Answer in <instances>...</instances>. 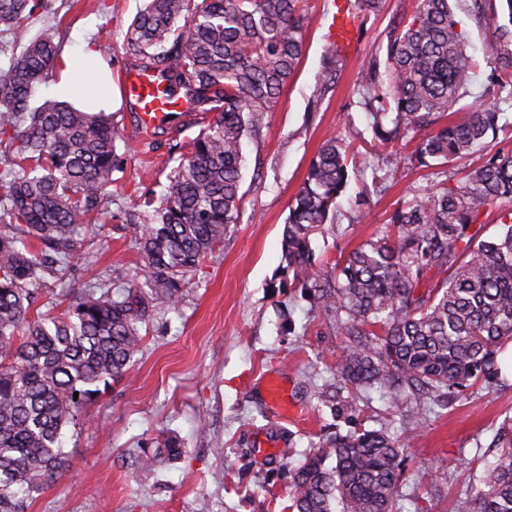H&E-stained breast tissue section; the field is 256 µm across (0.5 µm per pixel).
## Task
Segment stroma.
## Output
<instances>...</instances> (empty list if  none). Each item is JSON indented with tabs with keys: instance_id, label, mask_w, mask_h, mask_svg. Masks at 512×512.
<instances>
[{
	"instance_id": "1",
	"label": "stroma",
	"mask_w": 512,
	"mask_h": 512,
	"mask_svg": "<svg viewBox=\"0 0 512 512\" xmlns=\"http://www.w3.org/2000/svg\"><path fill=\"white\" fill-rule=\"evenodd\" d=\"M144 4L78 0L66 8L62 0H43L31 25L35 31L56 26L64 45L82 31L100 44L112 73V120L122 134L117 152L124 164L112 185L115 211L160 198L178 164L172 144L187 142L200 129L190 123L149 137L140 133L137 110L122 88L133 66L123 38ZM451 6L479 63L468 102L488 107L492 22L474 9L473 0H452ZM308 7L312 20L301 63L267 126L246 140L238 224L181 302L155 316L128 377L86 410L82 426L65 430L70 465L27 499L26 512H283L289 465L348 430L328 404V388L348 397L336 373L341 338L335 317L270 288L281 263L288 206L323 141L335 134L350 143L355 174L334 224L312 238L317 258L332 261L383 230L386 211L426 179L423 170L409 169L395 182L367 185L357 173L364 162L383 166L381 157L359 153L371 132L357 79L373 58L384 57L400 0H382L378 11L356 14L354 47L332 59L324 47L333 0H308ZM327 71L336 79L323 92L318 77ZM101 237L94 265L74 259L71 287L94 279L115 288L142 274L128 232L112 222ZM273 374L287 382L296 419L265 407L264 379ZM420 407L425 417L418 422L390 410L382 390L363 391L356 401L366 428L393 424L402 448L401 512H457L470 461L493 459L502 428L512 426V371L502 370L493 388L460 399L424 400ZM168 437L180 441L182 455L151 471L137 468L141 446ZM268 447L282 449V456L265 459Z\"/></svg>"
}]
</instances>
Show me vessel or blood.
Returning a JSON list of instances; mask_svg holds the SVG:
<instances>
[{
	"label": "vessel or blood",
	"instance_id": "vessel-or-blood-1",
	"mask_svg": "<svg viewBox=\"0 0 512 512\" xmlns=\"http://www.w3.org/2000/svg\"><path fill=\"white\" fill-rule=\"evenodd\" d=\"M124 89L145 128L168 124L173 111L181 104L178 91L162 75L153 71H131L124 80ZM265 395L268 405L280 412H287L288 390L282 377L273 375L267 378Z\"/></svg>",
	"mask_w": 512,
	"mask_h": 512
}]
</instances>
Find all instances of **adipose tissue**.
Here are the masks:
<instances>
[{
	"label": "adipose tissue",
	"mask_w": 512,
	"mask_h": 512,
	"mask_svg": "<svg viewBox=\"0 0 512 512\" xmlns=\"http://www.w3.org/2000/svg\"><path fill=\"white\" fill-rule=\"evenodd\" d=\"M100 55L96 41L88 38L81 40L61 60L57 88L74 99L80 107L98 110L109 106L112 101L110 76L93 67Z\"/></svg>",
	"instance_id": "ef3b65f1"
}]
</instances>
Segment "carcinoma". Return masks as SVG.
I'll return each instance as SVG.
<instances>
[{
	"instance_id": "1",
	"label": "carcinoma",
	"mask_w": 512,
	"mask_h": 512,
	"mask_svg": "<svg viewBox=\"0 0 512 512\" xmlns=\"http://www.w3.org/2000/svg\"><path fill=\"white\" fill-rule=\"evenodd\" d=\"M493 25L487 92L498 105L471 109L477 63L450 0H408L385 48L358 83L374 145L394 168L465 160L512 107V0H475ZM36 0H0V26L20 52L0 70V512H24L17 490L37 492L63 471L62 430L141 351L154 306L174 307L183 288L239 223L243 139L259 133L302 57L306 0H148L125 33L139 67L178 84L214 116L190 139L150 213L108 210L122 167L112 115L67 102L30 104L57 67L58 29L29 35ZM349 146L327 138L289 205L274 288H291L338 316L337 369L357 390L379 387L394 408L404 392L462 396L496 384L498 355L512 343V150H497L451 183L412 191L385 219L388 231L344 259L317 265L312 236L334 223L351 180ZM493 207L508 220L487 234ZM124 224L144 281L85 283L58 295L72 259L96 261L97 226ZM45 303H40V298ZM176 459L179 443L143 448L136 465ZM400 448L387 428L337 434L290 471L289 512H401ZM463 512H512V435L481 476L465 479Z\"/></svg>"
}]
</instances>
